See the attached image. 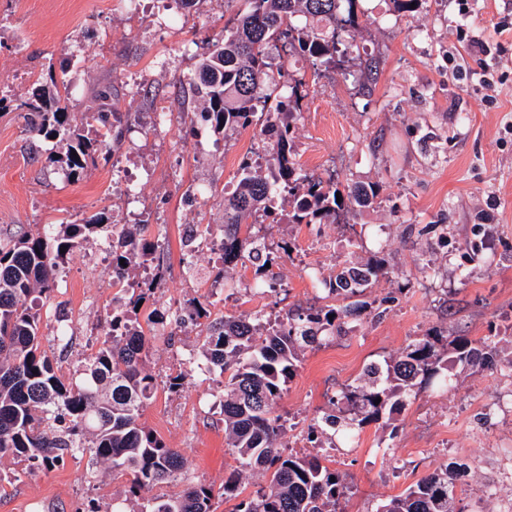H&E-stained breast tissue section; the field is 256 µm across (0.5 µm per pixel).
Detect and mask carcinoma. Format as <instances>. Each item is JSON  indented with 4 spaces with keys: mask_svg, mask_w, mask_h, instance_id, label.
I'll return each mask as SVG.
<instances>
[{
    "mask_svg": "<svg viewBox=\"0 0 512 512\" xmlns=\"http://www.w3.org/2000/svg\"><path fill=\"white\" fill-rule=\"evenodd\" d=\"M246 11L228 20L224 38L208 43L197 77L189 82L190 102H202V115L216 133L258 129L257 149L265 164L242 161L232 191L224 193V266L217 277L229 279L237 266L254 269L255 288L272 291L282 283L266 264L276 257L255 226L275 214L276 199L288 204L290 224H338L340 217L378 202L380 188L355 183L339 189L332 178L309 175L293 153L294 121L300 112L302 78H288L281 92L272 82L281 69V54L307 58L314 75L347 69V50L363 30L357 0H246ZM73 94L66 82L39 86L17 105L32 135L61 137L64 151L53 162L64 176L80 180L96 165L106 142L90 138L76 123ZM145 224H117L90 218L83 224H61L49 238L25 231L0 243V459L56 465L65 457H88L130 469L135 482L112 507L88 512H212L213 493L188 485L173 496L138 503L139 491L174 481L184 457L168 447L141 418L155 378L146 363L156 340L173 344L186 323L209 320L202 345L206 372L221 378L224 436L237 466L224 481V497L240 495L245 471L268 475L265 484L241 500L234 512H341L350 490L347 476L322 464L313 454H283L286 422L273 407L296 374L306 350L342 333L345 319L358 316L370 303L311 305L290 308L270 319L260 313L210 319V303L193 302L189 318L157 309L136 311L145 289L131 294L128 308L116 309L79 378L64 382L54 362L41 350L40 316L29 304L38 294L50 298L65 255L91 234H112V284L135 279V271L156 259L160 248L146 235ZM65 252H60V249ZM125 265H120V260ZM391 274L389 261L372 256L344 266L321 284L344 300L361 295ZM499 355L494 336L448 339L444 328H431L402 352L368 363L341 392L347 415L324 414L311 426L317 435L347 436L371 422L394 424L406 397L422 386H448V368L494 369ZM448 468H439L381 505L377 512H457Z\"/></svg>",
    "mask_w": 512,
    "mask_h": 512,
    "instance_id": "1",
    "label": "carcinoma"
}]
</instances>
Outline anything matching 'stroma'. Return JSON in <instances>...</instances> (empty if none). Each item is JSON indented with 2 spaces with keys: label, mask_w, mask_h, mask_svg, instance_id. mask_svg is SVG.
Masks as SVG:
<instances>
[{
  "label": "stroma",
  "mask_w": 512,
  "mask_h": 512,
  "mask_svg": "<svg viewBox=\"0 0 512 512\" xmlns=\"http://www.w3.org/2000/svg\"><path fill=\"white\" fill-rule=\"evenodd\" d=\"M360 50L378 58L372 91L341 72L309 84L294 133V153L305 172H332L339 185L376 184L380 201L333 224H262L267 243L288 240L290 257L272 267L281 292H267L252 311L275 316L309 306L323 295L321 278L385 248L393 267L366 300L395 293L380 317L347 319L342 336L306 351L274 412L289 424L287 448L318 452L347 474L343 512H376L442 466L464 464L456 483L459 512H505L512 505V58L475 56L459 31L487 43H508L512 0H422L399 12L391 0H361ZM245 9L244 0H197L187 17L160 26L164 0H145L139 14L120 0H0V90L14 101L60 76L75 86L74 109L86 135L98 136L99 91L123 115L120 148L100 154L78 182L66 181L51 159L60 143L30 136L13 112H0V239L18 226L79 224L122 211V176L146 177L139 204L149 238L161 237L160 271H140L154 288L146 309L187 314L208 298L213 317L236 314L213 271L218 259L200 253L194 269L182 262L183 235L196 225L202 238L224 235V187L237 174L254 129L224 138L199 113L183 119L177 101L194 78L209 40ZM172 114L170 131L151 125L158 109ZM448 227V243L425 233ZM111 237L98 232L68 254L60 285L41 305L42 348L71 379L99 346L117 306L112 285ZM482 251H475V244ZM434 264L438 277L424 274ZM468 277H461V269ZM434 326L449 336L500 338L501 366L450 372L448 391L412 392L395 426L365 425L337 437L335 448L313 449L310 425L336 396L382 355L400 353ZM66 328L69 345L57 339ZM204 334L188 325L175 345L157 342L149 370L156 390L142 420L185 465L177 482L141 489L139 496L174 495L188 484L212 488L213 512H233L224 481L234 464L224 440L222 390L201 374L178 390L168 378L201 359ZM134 480L132 471L66 457L46 467L0 459V512H85L88 502L111 505Z\"/></svg>",
  "instance_id": "35a3bbf8"
}]
</instances>
